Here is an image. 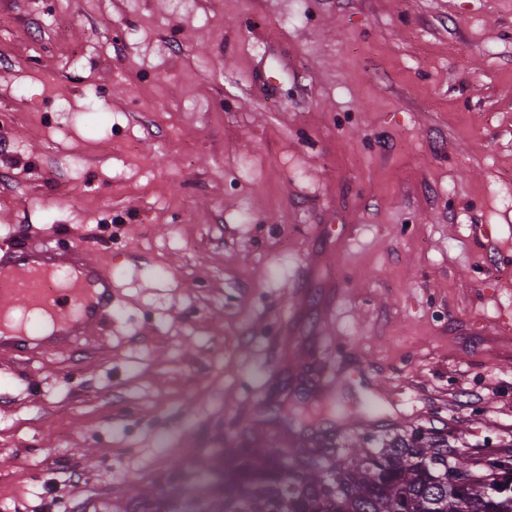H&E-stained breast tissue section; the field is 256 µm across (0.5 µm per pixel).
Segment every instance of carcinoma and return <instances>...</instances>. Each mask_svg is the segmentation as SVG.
<instances>
[{
    "label": "carcinoma",
    "mask_w": 512,
    "mask_h": 512,
    "mask_svg": "<svg viewBox=\"0 0 512 512\" xmlns=\"http://www.w3.org/2000/svg\"><path fill=\"white\" fill-rule=\"evenodd\" d=\"M348 461L325 453L285 457L278 448L236 457L235 484L219 512H512V485L479 474L440 430L377 439Z\"/></svg>",
    "instance_id": "cac0c4a2"
}]
</instances>
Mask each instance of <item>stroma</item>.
I'll return each mask as SVG.
<instances>
[{
	"instance_id": "obj_1",
	"label": "stroma",
	"mask_w": 512,
	"mask_h": 512,
	"mask_svg": "<svg viewBox=\"0 0 512 512\" xmlns=\"http://www.w3.org/2000/svg\"><path fill=\"white\" fill-rule=\"evenodd\" d=\"M112 325L0 357V512H147L236 448L512 440V0H0V243Z\"/></svg>"
}]
</instances>
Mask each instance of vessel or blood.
<instances>
[{
  "label": "vessel or blood",
  "instance_id": "b4317fda",
  "mask_svg": "<svg viewBox=\"0 0 512 512\" xmlns=\"http://www.w3.org/2000/svg\"><path fill=\"white\" fill-rule=\"evenodd\" d=\"M112 318V274L87 250H0V354L70 352Z\"/></svg>",
  "mask_w": 512,
  "mask_h": 512
}]
</instances>
